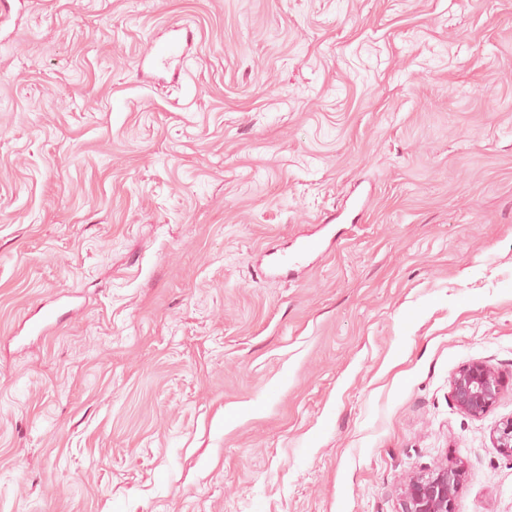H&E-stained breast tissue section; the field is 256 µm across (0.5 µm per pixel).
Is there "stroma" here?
<instances>
[{
  "label": "stroma",
  "instance_id": "obj_1",
  "mask_svg": "<svg viewBox=\"0 0 512 512\" xmlns=\"http://www.w3.org/2000/svg\"><path fill=\"white\" fill-rule=\"evenodd\" d=\"M175 24L165 82L140 58ZM475 360L506 380L480 418ZM511 418L512 0L0 18V512H397L449 456L456 512H512ZM339 218L340 214L337 213L324 216L319 221L321 235L315 239L301 242L292 252L283 253L277 259V264L280 266L299 265L309 253L322 249L326 240H334L336 231L333 223ZM505 381L483 361L461 366L451 377V394L456 406L463 412L481 417L496 403Z\"/></svg>",
  "mask_w": 512,
  "mask_h": 512
}]
</instances>
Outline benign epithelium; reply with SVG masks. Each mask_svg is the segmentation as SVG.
<instances>
[{
    "label": "benign epithelium",
    "mask_w": 512,
    "mask_h": 512,
    "mask_svg": "<svg viewBox=\"0 0 512 512\" xmlns=\"http://www.w3.org/2000/svg\"><path fill=\"white\" fill-rule=\"evenodd\" d=\"M505 381L483 361L461 366L451 377V394L463 412L481 417L496 403ZM499 450L512 457V419L494 432ZM467 479L463 461L449 457L446 462L424 475L410 477L401 490V512H455V500Z\"/></svg>",
    "instance_id": "benign-epithelium-1"
}]
</instances>
